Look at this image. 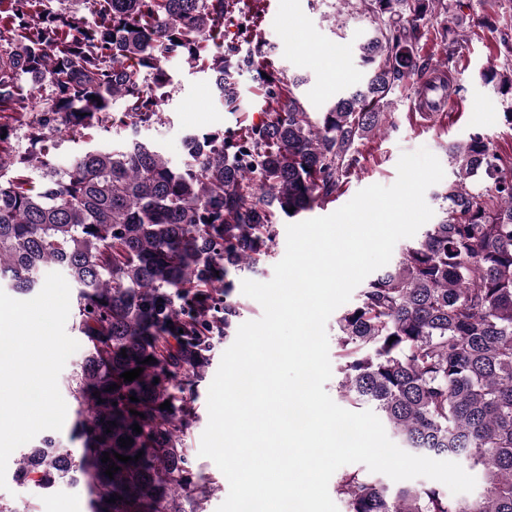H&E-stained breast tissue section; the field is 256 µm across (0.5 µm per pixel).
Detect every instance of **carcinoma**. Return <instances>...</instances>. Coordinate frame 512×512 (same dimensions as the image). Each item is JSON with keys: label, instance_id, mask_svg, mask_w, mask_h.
Returning a JSON list of instances; mask_svg holds the SVG:
<instances>
[{"label": "carcinoma", "instance_id": "obj_1", "mask_svg": "<svg viewBox=\"0 0 512 512\" xmlns=\"http://www.w3.org/2000/svg\"><path fill=\"white\" fill-rule=\"evenodd\" d=\"M343 2L375 24L361 46L368 77L310 112L296 94L304 78L268 61L263 0H0V284L23 297L43 269L60 270L86 344L63 380L80 454L45 432L22 449L15 481L81 485L90 512H201L183 505L201 489L184 438L213 335L231 337L245 311L234 276L271 255L278 218L336 198L361 163L357 143L388 130L390 96L430 88L434 67L416 45L447 0ZM438 35L448 60L467 41ZM172 58L208 74L229 112L244 73L264 100L256 122L186 134L180 166L140 139L163 123ZM27 80L49 84L46 102ZM17 124L25 156L8 147ZM119 126L126 139L110 150L88 147L64 167L50 156L56 137ZM448 155L455 179L437 194L438 222L337 318L338 398L373 406L410 454L465 459L485 490L451 499L347 470L336 483L346 512H512V162L480 131ZM137 367L138 379L120 377ZM105 452L119 467L111 478Z\"/></svg>", "mask_w": 512, "mask_h": 512}]
</instances>
